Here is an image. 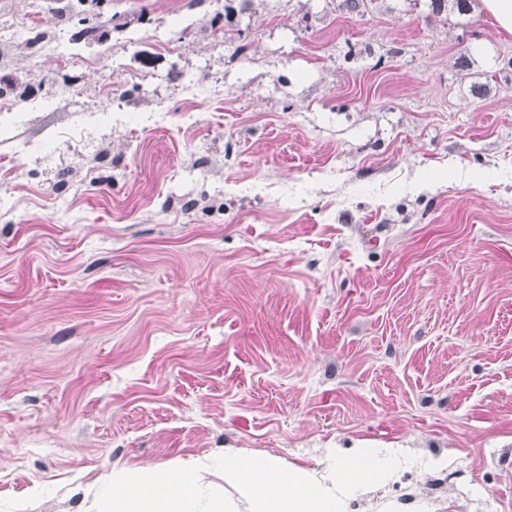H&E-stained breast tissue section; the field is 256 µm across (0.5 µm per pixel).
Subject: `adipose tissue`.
Returning a JSON list of instances; mask_svg holds the SVG:
<instances>
[{
    "label": "adipose tissue",
    "instance_id": "ef3b65f1",
    "mask_svg": "<svg viewBox=\"0 0 512 512\" xmlns=\"http://www.w3.org/2000/svg\"><path fill=\"white\" fill-rule=\"evenodd\" d=\"M398 448L325 449L317 467L225 449L162 467L130 464L92 489L90 512H353L381 480L404 472Z\"/></svg>",
    "mask_w": 512,
    "mask_h": 512
}]
</instances>
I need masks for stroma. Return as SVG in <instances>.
I'll list each match as a JSON object with an SVG mask.
<instances>
[{
  "label": "stroma",
  "instance_id": "stroma-1",
  "mask_svg": "<svg viewBox=\"0 0 512 512\" xmlns=\"http://www.w3.org/2000/svg\"><path fill=\"white\" fill-rule=\"evenodd\" d=\"M107 8L76 44L0 0V512L361 442L410 461L373 499L512 512V33L431 0Z\"/></svg>",
  "mask_w": 512,
  "mask_h": 512
}]
</instances>
